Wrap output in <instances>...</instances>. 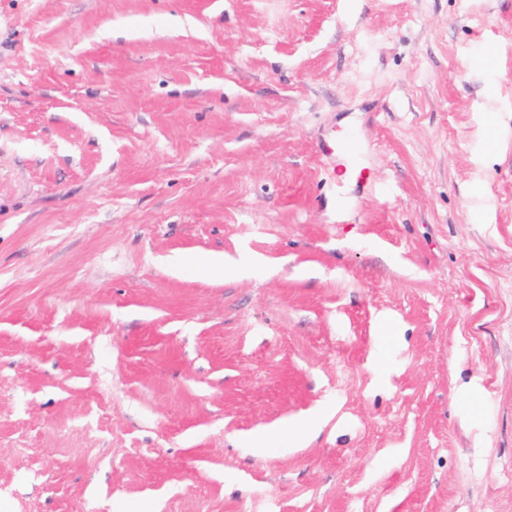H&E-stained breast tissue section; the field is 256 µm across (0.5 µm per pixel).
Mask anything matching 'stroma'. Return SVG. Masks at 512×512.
<instances>
[{"label": "stroma", "mask_w": 512, "mask_h": 512, "mask_svg": "<svg viewBox=\"0 0 512 512\" xmlns=\"http://www.w3.org/2000/svg\"><path fill=\"white\" fill-rule=\"evenodd\" d=\"M0 512H512V0H0Z\"/></svg>", "instance_id": "obj_1"}]
</instances>
